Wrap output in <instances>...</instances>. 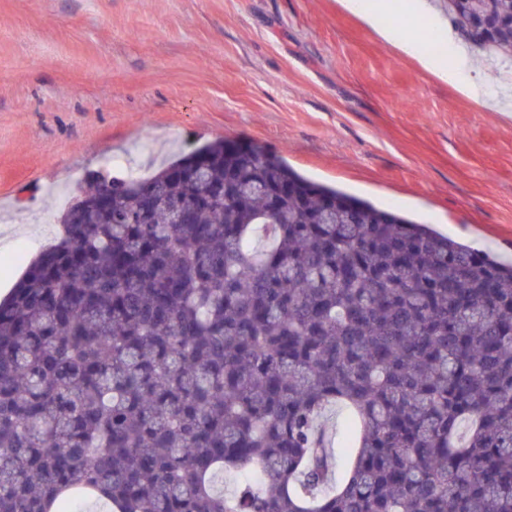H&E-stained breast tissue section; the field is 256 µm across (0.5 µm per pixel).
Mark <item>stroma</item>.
Returning a JSON list of instances; mask_svg holds the SVG:
<instances>
[{
    "mask_svg": "<svg viewBox=\"0 0 512 512\" xmlns=\"http://www.w3.org/2000/svg\"><path fill=\"white\" fill-rule=\"evenodd\" d=\"M467 97L340 0H0V290L91 171L220 139L512 263V99Z\"/></svg>",
    "mask_w": 512,
    "mask_h": 512,
    "instance_id": "35a3bbf8",
    "label": "stroma"
}]
</instances>
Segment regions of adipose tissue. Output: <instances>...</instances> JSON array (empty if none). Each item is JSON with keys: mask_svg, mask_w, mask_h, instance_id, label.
Segmentation results:
<instances>
[{"mask_svg": "<svg viewBox=\"0 0 512 512\" xmlns=\"http://www.w3.org/2000/svg\"><path fill=\"white\" fill-rule=\"evenodd\" d=\"M343 5L346 10L372 28L380 38L394 44L405 54L416 57L425 68L441 79L455 84L462 93L477 95L478 89L469 78V58L458 45L452 30L448 29L443 33L446 52L435 55L425 52L417 38L401 35L398 29L381 25L379 15L383 7L376 4L375 0H343Z\"/></svg>", "mask_w": 512, "mask_h": 512, "instance_id": "adipose-tissue-1", "label": "adipose tissue"}]
</instances>
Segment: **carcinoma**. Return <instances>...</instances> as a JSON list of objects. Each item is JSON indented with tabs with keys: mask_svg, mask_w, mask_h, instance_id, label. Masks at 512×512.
<instances>
[{
	"mask_svg": "<svg viewBox=\"0 0 512 512\" xmlns=\"http://www.w3.org/2000/svg\"><path fill=\"white\" fill-rule=\"evenodd\" d=\"M61 224L0 301V512H512V265L223 140ZM330 424L334 427L336 433V455H337V469L335 471V476L338 474L342 468V465L345 461V444L348 436L347 422L345 412L339 408H336V411L329 416Z\"/></svg>",
	"mask_w": 512,
	"mask_h": 512,
	"instance_id": "carcinoma-1",
	"label": "carcinoma"
}]
</instances>
